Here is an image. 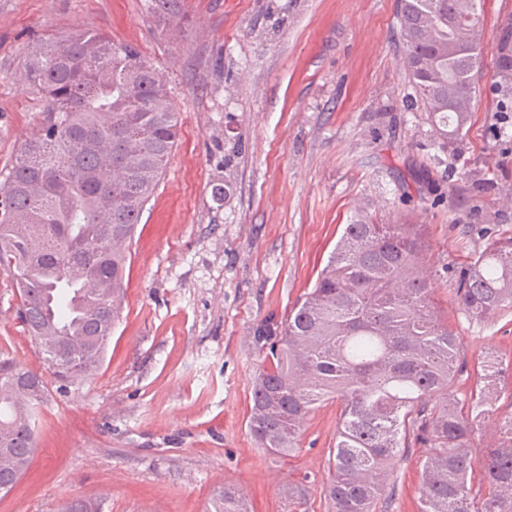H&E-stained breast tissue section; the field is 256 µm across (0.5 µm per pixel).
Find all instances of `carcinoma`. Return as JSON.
I'll use <instances>...</instances> for the list:
<instances>
[{
	"mask_svg": "<svg viewBox=\"0 0 512 512\" xmlns=\"http://www.w3.org/2000/svg\"><path fill=\"white\" fill-rule=\"evenodd\" d=\"M159 17L178 0H150ZM403 67L448 164L470 119L481 63V0H398ZM28 78L47 119L0 182V268L15 281L20 316L49 369L80 383L101 366L119 318L127 260L143 210L179 136L178 113L152 65L96 30L33 55ZM496 85L512 95V30L496 50ZM419 224H380L360 214L314 286L280 322H260L247 429L279 458L296 450L307 417L338 404L326 488L334 512H389L390 468L422 449L419 512H512V359L493 350L473 365L459 398L448 385L468 367L463 339L431 305L420 273ZM471 323L512 309V236L474 254L455 288ZM47 383L0 362V475L22 476L36 444ZM497 423L500 439L481 460L469 441ZM307 485L288 488V512ZM208 512H250L235 488L215 491Z\"/></svg>",
	"mask_w": 512,
	"mask_h": 512,
	"instance_id": "obj_1",
	"label": "carcinoma"
}]
</instances>
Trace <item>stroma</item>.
Listing matches in <instances>:
<instances>
[{
	"label": "stroma",
	"instance_id": "35a3bbf8",
	"mask_svg": "<svg viewBox=\"0 0 512 512\" xmlns=\"http://www.w3.org/2000/svg\"><path fill=\"white\" fill-rule=\"evenodd\" d=\"M397 0H179L163 21L147 0H0V170L46 119L26 79L33 52L85 29L130 45L165 83L179 140L142 215L124 306L92 379L47 376L36 447L0 512H207L231 484L252 512H302L325 496L338 406L308 417L292 456L258 447L246 420L262 320L313 287L358 212L426 227L424 269L440 313L477 362L512 358V310L476 324L453 290L490 235H512V112L494 78L512 0H483L482 64L463 146L431 161L425 112L405 102ZM0 270V361L45 373ZM419 455L396 458L394 512L419 510Z\"/></svg>",
	"mask_w": 512,
	"mask_h": 512
}]
</instances>
